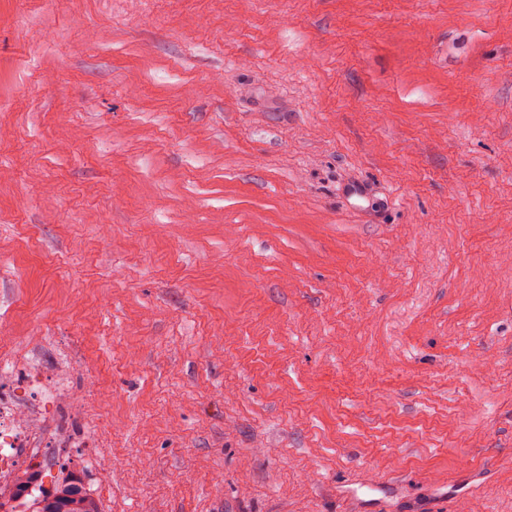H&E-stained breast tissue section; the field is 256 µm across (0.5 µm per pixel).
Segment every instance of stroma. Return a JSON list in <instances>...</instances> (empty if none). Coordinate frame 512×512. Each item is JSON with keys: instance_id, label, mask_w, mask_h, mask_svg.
Segmentation results:
<instances>
[{"instance_id": "obj_1", "label": "stroma", "mask_w": 512, "mask_h": 512, "mask_svg": "<svg viewBox=\"0 0 512 512\" xmlns=\"http://www.w3.org/2000/svg\"><path fill=\"white\" fill-rule=\"evenodd\" d=\"M30 336L102 512H512V0H0Z\"/></svg>"}]
</instances>
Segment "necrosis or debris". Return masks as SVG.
Returning <instances> with one entry per match:
<instances>
[{"label":"necrosis or debris","mask_w":512,"mask_h":512,"mask_svg":"<svg viewBox=\"0 0 512 512\" xmlns=\"http://www.w3.org/2000/svg\"><path fill=\"white\" fill-rule=\"evenodd\" d=\"M38 337L24 347L0 350V512H30L49 482L45 471L55 448H70L71 470L91 497L104 495L106 477L95 471L87 452L88 433L72 428L60 416L61 378L47 374L33 352Z\"/></svg>","instance_id":"necrosis-or-debris-1"}]
</instances>
